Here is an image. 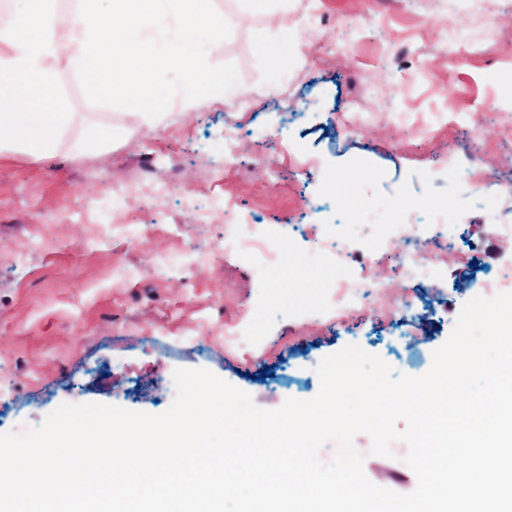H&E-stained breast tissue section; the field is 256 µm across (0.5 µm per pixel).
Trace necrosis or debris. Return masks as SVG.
Masks as SVG:
<instances>
[{"label":"necrosis or debris","instance_id":"4bbe7bcc","mask_svg":"<svg viewBox=\"0 0 512 512\" xmlns=\"http://www.w3.org/2000/svg\"><path fill=\"white\" fill-rule=\"evenodd\" d=\"M427 224L411 217L396 235L377 239L368 237L365 229L378 215L362 209L351 232L326 230L312 241L316 261L339 270L340 275L324 288L321 303L314 314L319 319L337 323L347 312H369L383 293L384 283L374 274L375 267L388 265L395 277L405 285L430 281L435 277L433 267L422 264L416 256V244L426 228L443 230L446 227L439 203H423ZM224 212L228 222L224 231V248L251 256L260 266L277 264L280 253L275 249L268 225L251 223L241 213L233 199H225Z\"/></svg>","mask_w":512,"mask_h":512}]
</instances>
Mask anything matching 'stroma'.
Masks as SVG:
<instances>
[{
	"mask_svg": "<svg viewBox=\"0 0 512 512\" xmlns=\"http://www.w3.org/2000/svg\"><path fill=\"white\" fill-rule=\"evenodd\" d=\"M213 5L231 35L208 60L238 71L216 102L197 112L174 102L150 123L91 103L62 58L50 68L74 120L61 149L0 154V434L36 429L64 403L163 413V383L178 368L210 370L275 410L315 397L317 364L349 344L394 375H423L484 275L512 261V239L495 237L487 211L488 184L512 189V0ZM452 29L476 54L449 55ZM290 112L303 120L287 122ZM228 123L238 128L229 169ZM96 126L111 127V142L79 146ZM476 153L483 177L470 182ZM428 174L447 188L448 231L417 249L440 275L415 287L410 320L387 315L403 287L385 267L374 314L338 327L280 320L287 305H313L335 275L308 259L311 225L380 207L375 233L393 234L428 193ZM387 185L405 188V207L384 208ZM228 194L284 244L279 264L261 270L220 251ZM244 319L263 335L249 362L217 334ZM352 444L373 484L416 488L405 443L389 457L372 454L368 434Z\"/></svg>",
	"mask_w": 512,
	"mask_h": 512,
	"instance_id": "1",
	"label": "stroma"
}]
</instances>
